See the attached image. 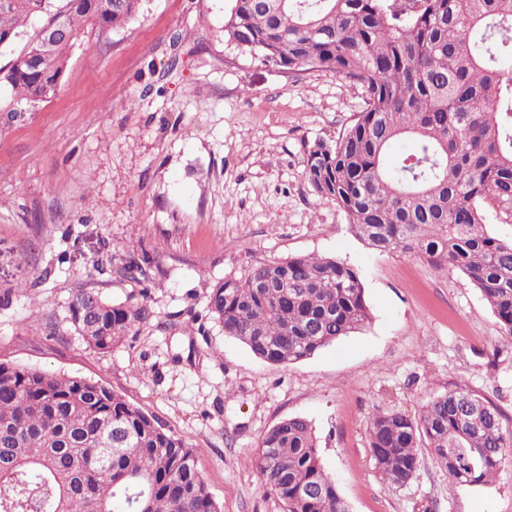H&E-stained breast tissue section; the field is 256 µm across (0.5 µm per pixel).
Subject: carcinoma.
Segmentation results:
<instances>
[{"mask_svg": "<svg viewBox=\"0 0 512 512\" xmlns=\"http://www.w3.org/2000/svg\"><path fill=\"white\" fill-rule=\"evenodd\" d=\"M142 2L0 0V48L45 17L3 77L6 117L59 89L73 42L48 44L45 29L120 28ZM224 36L290 75L317 68L360 87L349 126L308 151L315 196L342 209L371 248L460 271L512 338V241L482 225L485 207L512 218V0H232ZM405 137L413 150L388 161ZM153 272L149 259L116 266L143 285L140 302L72 296L71 323L89 346L109 352L149 324ZM207 308L224 335L273 364L306 359L371 319L359 272L333 257L261 262L216 283ZM502 419L491 401L456 387L417 418L377 409L368 447L393 484L410 480L420 449L431 448L457 483L485 485L512 447ZM198 453L97 381L0 361V512H222ZM254 466L285 512H350L302 417L264 433Z\"/></svg>", "mask_w": 512, "mask_h": 512, "instance_id": "cac0c4a2", "label": "carcinoma"}]
</instances>
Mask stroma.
Instances as JSON below:
<instances>
[{
	"label": "stroma",
	"mask_w": 512,
	"mask_h": 512,
	"mask_svg": "<svg viewBox=\"0 0 512 512\" xmlns=\"http://www.w3.org/2000/svg\"><path fill=\"white\" fill-rule=\"evenodd\" d=\"M232 0H143L123 27H80L57 94L0 119V360L99 381L200 449L223 512H284L254 468L264 433L308 419L351 512H512V460L487 485L456 483L420 451L403 485L368 447L379 407L418 415L453 387L481 395L512 430V338L456 269L378 252L305 177L315 142L363 104L341 77H291L224 37ZM161 267L154 317L112 351L69 319L80 288L138 297L112 252ZM361 274L371 320L291 364H272L207 317L217 282L300 255Z\"/></svg>",
	"instance_id": "stroma-1"
}]
</instances>
